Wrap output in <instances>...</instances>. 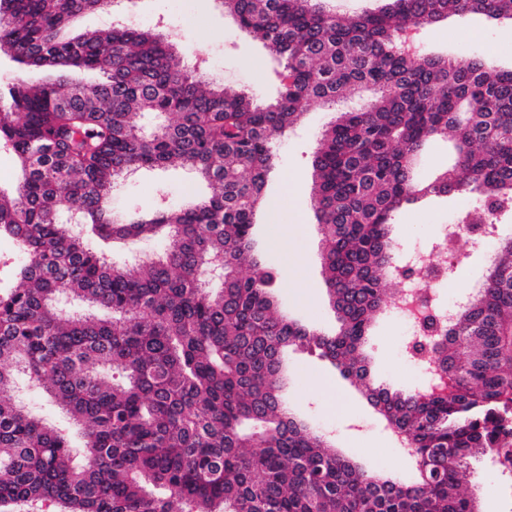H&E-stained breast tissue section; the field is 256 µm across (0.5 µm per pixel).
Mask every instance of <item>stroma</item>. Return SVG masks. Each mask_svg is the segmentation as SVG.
I'll return each mask as SVG.
<instances>
[{
    "label": "stroma",
    "instance_id": "stroma-1",
    "mask_svg": "<svg viewBox=\"0 0 512 512\" xmlns=\"http://www.w3.org/2000/svg\"><path fill=\"white\" fill-rule=\"evenodd\" d=\"M123 7L132 25L148 28L164 21L167 33L185 52L205 59L208 78L250 89L261 98L274 95L277 60L225 17L214 0H124ZM427 41L448 44L459 54L512 63V26L484 27L466 21L430 31ZM330 118V111L321 103L309 102L302 126L278 142V171L266 187L268 205L264 218L267 259L279 273L283 309L324 328L333 325L334 313L320 273L321 235L312 208L311 161L318 136ZM161 185L175 202L195 189L191 175L181 169L140 171L114 192L112 207L126 211L147 205ZM471 205L469 197L456 196L444 206L403 211L394 230L402 261L428 249L438 227L461 218ZM455 248L463 252L464 259L449 287L439 291L445 305L459 300L482 282L486 270L482 255L468 252L465 239H458ZM411 339L409 327L397 315L377 321L369 355L379 382L406 391L426 382L424 369L406 354ZM287 364L289 401L330 435L337 446L370 468L410 475L412 461L407 450L334 373L324 372L315 357L304 353L289 354ZM316 374L326 376L328 388L309 384V377ZM501 482L495 458L483 457L471 466L466 491L477 497L481 512H503L496 491Z\"/></svg>",
    "mask_w": 512,
    "mask_h": 512
}]
</instances>
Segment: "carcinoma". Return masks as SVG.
Segmentation results:
<instances>
[{"label": "carcinoma", "mask_w": 512, "mask_h": 512, "mask_svg": "<svg viewBox=\"0 0 512 512\" xmlns=\"http://www.w3.org/2000/svg\"><path fill=\"white\" fill-rule=\"evenodd\" d=\"M107 6L0 0V59L29 71L0 91V151L18 169L15 187L0 188V237L20 255L3 263L9 282L0 277V508L472 512L468 465L512 436V237L444 334L410 347L448 389L372 383L364 346L394 300L386 280L421 271L442 246L405 268L393 236L404 208L468 195L512 210V68L425 43L451 15L510 22L512 0H382L358 14L333 0H221L279 62L270 101L207 82L203 60L185 63L160 21L76 31ZM77 71L99 81H75ZM365 94L361 108L336 109ZM310 101L333 112L312 161L331 333L281 311L275 273L257 255L275 145ZM145 114L164 123L146 131ZM433 144L448 163L422 177ZM171 166L211 193L175 204L160 187L144 207L112 210L126 177ZM63 198L77 223L61 220ZM88 233L131 245L163 235L169 248L117 264L85 245ZM69 297L83 309L66 307ZM290 348L362 392L409 446L413 480L368 471L290 409ZM20 375L82 428L81 448L12 398Z\"/></svg>", "instance_id": "cac0c4a2"}]
</instances>
